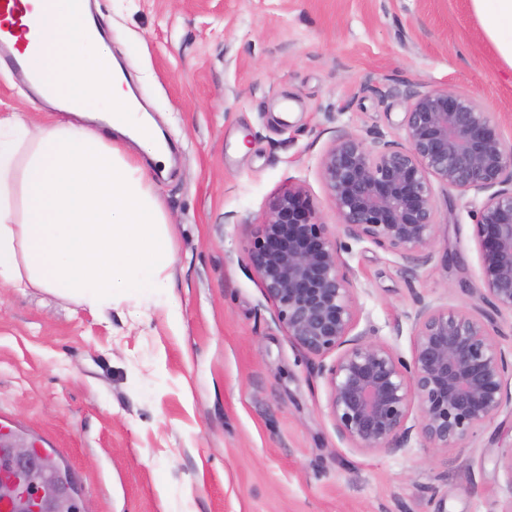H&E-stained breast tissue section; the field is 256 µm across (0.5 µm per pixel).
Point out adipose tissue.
<instances>
[{"mask_svg":"<svg viewBox=\"0 0 512 512\" xmlns=\"http://www.w3.org/2000/svg\"><path fill=\"white\" fill-rule=\"evenodd\" d=\"M24 54L48 84L41 98L66 112L43 125L0 115V289H44L89 311L126 307L150 317L170 295L175 249L168 216L143 164L113 134L166 162L88 0H29ZM512 68V0H472Z\"/></svg>","mask_w":512,"mask_h":512,"instance_id":"obj_1","label":"adipose tissue"}]
</instances>
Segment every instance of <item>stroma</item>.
<instances>
[{
	"label": "stroma",
	"mask_w": 512,
	"mask_h": 512,
	"mask_svg": "<svg viewBox=\"0 0 512 512\" xmlns=\"http://www.w3.org/2000/svg\"><path fill=\"white\" fill-rule=\"evenodd\" d=\"M140 101L173 149L150 168L176 253L169 305L131 326L31 289L0 290V431L35 442L90 512H512V403L463 448L361 451L336 433L331 363L275 320L249 260L275 197L301 186L320 222V176L345 133L398 141L409 95L475 96L512 139V69L471 0H91ZM0 67V113L40 123ZM433 258L404 261L342 237L361 325L403 359L397 321L423 297L456 310L482 288L477 200L436 187ZM455 261L443 265L445 252Z\"/></svg>",
	"instance_id": "1"
}]
</instances>
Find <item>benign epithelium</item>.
Returning a JSON list of instances; mask_svg holds the SVG:
<instances>
[{
    "instance_id": "benign-epithelium-1",
    "label": "benign epithelium",
    "mask_w": 512,
    "mask_h": 512,
    "mask_svg": "<svg viewBox=\"0 0 512 512\" xmlns=\"http://www.w3.org/2000/svg\"><path fill=\"white\" fill-rule=\"evenodd\" d=\"M402 130V143L342 135L323 154L320 174L338 227L427 263L438 226L433 182L479 196L480 300L498 314H512V141L474 96L443 89L414 94ZM342 249L303 191L290 187L272 202L250 252L275 318L292 341L314 356L336 352L321 372L337 433L368 452L403 451L415 437L435 450L465 447L512 402V361L491 334L488 316L417 298L408 362L374 326L356 331L360 310ZM58 470L46 451L20 442L6 446L0 509L63 512Z\"/></svg>"
}]
</instances>
